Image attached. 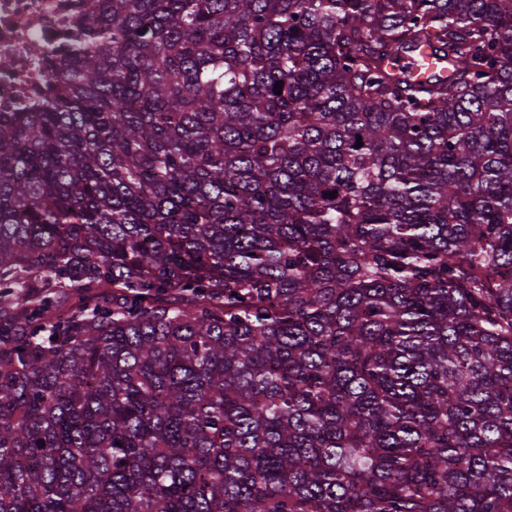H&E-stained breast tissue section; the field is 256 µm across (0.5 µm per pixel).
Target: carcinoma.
I'll list each match as a JSON object with an SVG mask.
<instances>
[{"label": "carcinoma", "instance_id": "cac0c4a2", "mask_svg": "<svg viewBox=\"0 0 512 512\" xmlns=\"http://www.w3.org/2000/svg\"><path fill=\"white\" fill-rule=\"evenodd\" d=\"M71 2L0 112V512H512V0Z\"/></svg>", "mask_w": 512, "mask_h": 512}]
</instances>
